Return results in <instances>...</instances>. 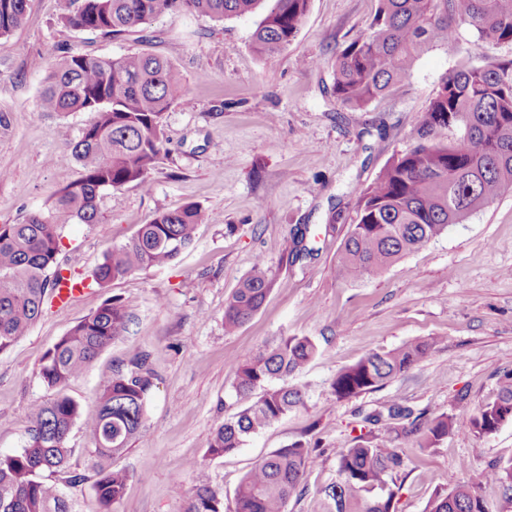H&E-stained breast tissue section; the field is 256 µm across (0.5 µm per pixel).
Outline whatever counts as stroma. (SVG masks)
I'll return each mask as SVG.
<instances>
[{"label":"stroma","mask_w":512,"mask_h":512,"mask_svg":"<svg viewBox=\"0 0 512 512\" xmlns=\"http://www.w3.org/2000/svg\"><path fill=\"white\" fill-rule=\"evenodd\" d=\"M376 7L377 0H310L297 37L279 55L262 58L251 49L257 13L224 22L169 15L144 32L112 37L67 27L68 0H28L24 24L0 37V224L22 222L81 176L77 164L51 159L79 139L92 114L39 108L41 82L63 49L162 55L185 94L161 116L166 140L150 189L105 190L98 223L65 224L59 260L85 290L64 307L45 308L0 352V455L24 447L31 405L54 396L39 375L44 353L112 298L129 314L128 331L66 392L87 418L117 371L143 358L155 375L145 426L112 461L130 474L114 512H185L193 461L223 494L224 512H233L244 475L296 442L311 453L287 512H327L323 490L337 477L336 452L354 444L368 413L396 401L425 419L462 418L496 397L504 372L512 371V190L382 273L352 280L339 262L357 220V189L417 143L420 113L442 80L468 64L510 60L512 45L476 44L470 28L459 26L451 41L423 52L390 94L362 109L340 108L336 51L368 31ZM190 202L212 219L171 265L103 288L93 284L112 247L156 213ZM297 236L313 255L292 259ZM259 258L274 277L272 291L249 322L225 333L224 305ZM280 334L318 345L291 379L307 389L304 406L236 452L210 457L211 433L243 406L233 389L238 364ZM431 336L438 345L404 375L336 399L331 382L342 368ZM398 444L403 463L390 483L395 512H426L461 482L497 512L502 490L484 473L512 461V421L489 435L453 429L432 448L413 437ZM69 445L72 470L85 476L65 490L71 512H100L81 426L73 427Z\"/></svg>","instance_id":"1"}]
</instances>
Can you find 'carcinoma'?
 <instances>
[{
    "label": "carcinoma",
    "mask_w": 512,
    "mask_h": 512,
    "mask_svg": "<svg viewBox=\"0 0 512 512\" xmlns=\"http://www.w3.org/2000/svg\"><path fill=\"white\" fill-rule=\"evenodd\" d=\"M271 2L252 37L262 57L280 53L296 36L309 0H80L63 17L79 31L118 36L146 31L167 14H204L216 21L262 8ZM27 0H0V37L25 20ZM471 28L477 41L512 44V0H379L370 31L348 43L334 63V95L343 108H363L385 96L410 75L418 55L453 39L456 27ZM184 95L173 64L148 52L119 57L67 52L45 77L40 94L44 112H92L93 121L54 164L74 162L82 177L51 198L44 211L17 224H0V351L26 335L65 268L63 227L99 222L101 191L135 183L150 186L164 142L162 113ZM448 130V139L438 134ZM512 189V59L465 66L445 77L421 113L420 141L393 158L377 180L360 190L358 220L343 243L340 271L350 279L386 270L425 247L477 209ZM211 216L198 204L157 213L125 244L108 252L94 273L98 284L147 268L171 264L194 241ZM274 284L257 259L224 305V330L236 332L263 306ZM129 315L116 299L105 301L76 323L44 354L39 374L56 391L50 402L31 407V429L24 448L0 456V512H70L63 487H77L85 476L71 470L69 435L80 419L79 404L65 393L97 356L127 330ZM436 344L427 338L388 351H374L341 369L332 382L337 399L374 390L405 374ZM317 353L308 336H275L239 364L234 383L239 397H255L212 433L208 454L233 453L304 404L305 392L289 378ZM154 383L148 372H117L100 393L96 414L83 422L88 466L102 512H112L124 492L128 472L112 459L144 427ZM411 410L393 402L387 414H369L377 427L338 451L337 479L324 488L328 512H391L394 492L388 478L402 465L396 440L420 435L434 447L457 423L438 415L397 430L384 418H407ZM512 420V373L504 375L494 400L469 414L463 425L491 434ZM309 450L300 443L279 448L258 461L234 495L233 512H286L299 485ZM186 512H224L222 494L197 464ZM485 480L502 489L503 510L512 508V462L495 466ZM428 512H489L468 483L434 499Z\"/></svg>",
    "instance_id": "carcinoma-1"
}]
</instances>
